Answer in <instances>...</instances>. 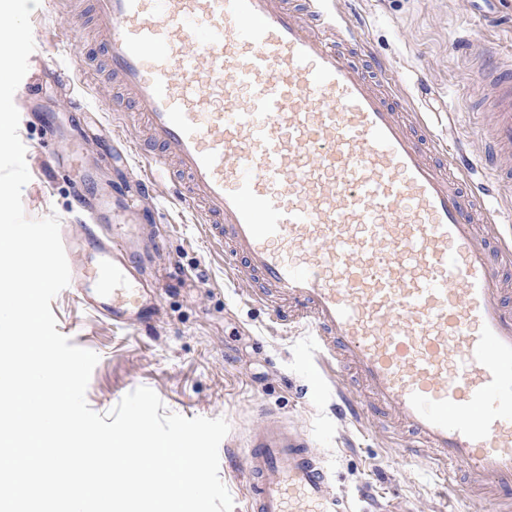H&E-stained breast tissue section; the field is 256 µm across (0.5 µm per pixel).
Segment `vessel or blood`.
Returning <instances> with one entry per match:
<instances>
[{
    "label": "vessel or blood",
    "instance_id": "1",
    "mask_svg": "<svg viewBox=\"0 0 512 512\" xmlns=\"http://www.w3.org/2000/svg\"><path fill=\"white\" fill-rule=\"evenodd\" d=\"M114 92L108 109L155 180L221 248L231 278L270 321L305 329L315 353L351 373L340 415L394 418L418 453L468 470L467 495L512 512V236L490 200L512 183V59L487 83L479 117L493 182L473 188L448 164L426 116L324 0H84ZM67 176L86 181L79 133ZM91 222L62 236L92 310L151 325L158 286L133 236ZM248 512H353L308 439L274 416L243 460Z\"/></svg>",
    "mask_w": 512,
    "mask_h": 512
}]
</instances>
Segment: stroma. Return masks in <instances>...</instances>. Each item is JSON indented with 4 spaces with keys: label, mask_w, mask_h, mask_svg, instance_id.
<instances>
[{
    "label": "stroma",
    "mask_w": 512,
    "mask_h": 512,
    "mask_svg": "<svg viewBox=\"0 0 512 512\" xmlns=\"http://www.w3.org/2000/svg\"><path fill=\"white\" fill-rule=\"evenodd\" d=\"M68 2L40 0L33 11L29 85L14 95L31 174L22 194L25 213L33 219L54 214L64 225L79 220L78 203L94 204L100 184L120 187L131 174L151 175L105 109L111 86L82 73L94 37L70 32ZM346 8L364 34L359 63L382 64L413 111L430 113L435 136L454 147L452 165L477 166L482 143L469 116L490 110L480 95L482 75L491 67L483 49L492 42L512 54V0H346ZM51 71L66 74L63 88L41 81ZM74 95L95 119L84 154L93 179L77 185L64 177L60 155ZM143 205L164 240L160 322L112 325L70 286L50 303L57 331L99 357L86 392L93 411L108 413L125 394L146 386L167 411L225 418L230 431L219 446V472L233 512H247L243 451L251 429L269 413L311 440L356 512H486L461 490L463 471L446 485L433 460L408 455L403 429L338 420L335 371L319 368L305 336L272 328L262 306L242 299L224 274L223 256L210 249L170 186L157 187Z\"/></svg>",
    "instance_id": "35a3bbf8"
}]
</instances>
